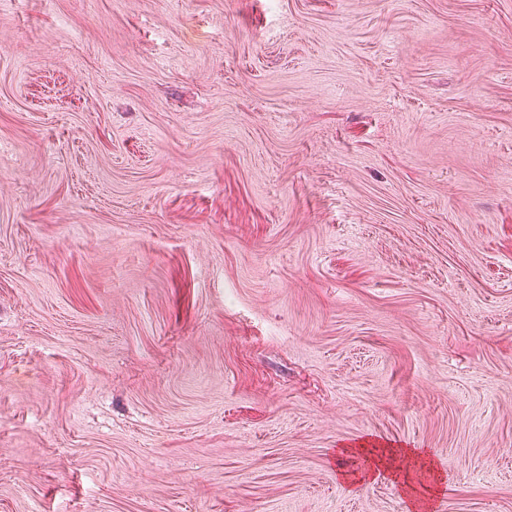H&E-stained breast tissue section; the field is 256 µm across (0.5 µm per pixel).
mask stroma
<instances>
[{
  "mask_svg": "<svg viewBox=\"0 0 512 512\" xmlns=\"http://www.w3.org/2000/svg\"><path fill=\"white\" fill-rule=\"evenodd\" d=\"M0 512H512V0H0Z\"/></svg>",
  "mask_w": 512,
  "mask_h": 512,
  "instance_id": "35a3bbf8",
  "label": "stroma"
}]
</instances>
